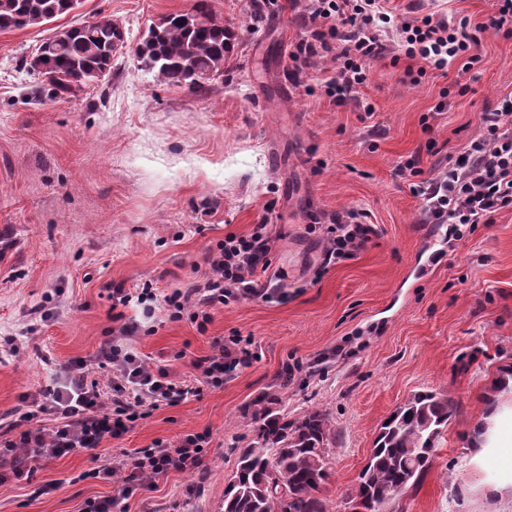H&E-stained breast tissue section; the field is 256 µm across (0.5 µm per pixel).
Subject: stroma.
Returning a JSON list of instances; mask_svg holds the SVG:
<instances>
[{"instance_id":"1","label":"stroma","mask_w":512,"mask_h":512,"mask_svg":"<svg viewBox=\"0 0 512 512\" xmlns=\"http://www.w3.org/2000/svg\"><path fill=\"white\" fill-rule=\"evenodd\" d=\"M191 0H83L80 11L0 33V419L55 365L93 355L111 327L109 292L151 281L184 287L224 235L266 223L267 279L277 297H247L213 314L207 332L166 312L144 317L133 347L151 365L189 372L216 337L249 336L253 362L222 387L161 407L121 438L57 458L30 480L0 485V512H80L114 486L79 473L155 441L210 431L207 478L177 471L147 481L115 512H222L237 450L253 436L246 407L273 392L289 418L326 413L336 440L322 490L350 512L382 423L413 394L455 402L437 454L415 488L384 512H495L471 487L468 434L484 397L512 369V208L448 237L423 223L410 179L442 171L479 131V114L512 96V38L488 30L480 66L413 82L406 61L371 63L375 110L334 104L333 57L299 68L306 0H211L237 34L204 94L163 83L134 54L149 26ZM423 12L487 22L489 0H421ZM109 17L126 46L78 97L54 96L27 63L58 28ZM470 85L454 94L456 83ZM449 107L436 111L443 88ZM357 210L377 235L352 259L325 264L332 215Z\"/></svg>"}]
</instances>
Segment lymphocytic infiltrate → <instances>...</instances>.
I'll return each mask as SVG.
<instances>
[{
	"label": "lymphocytic infiltrate",
	"mask_w": 512,
	"mask_h": 512,
	"mask_svg": "<svg viewBox=\"0 0 512 512\" xmlns=\"http://www.w3.org/2000/svg\"><path fill=\"white\" fill-rule=\"evenodd\" d=\"M388 0H309L304 25L308 31L292 54L302 66L314 65L334 54L336 73L325 93L336 103L357 99L359 109L374 112L366 98L357 97L368 81L372 61L399 47L404 57L418 61L419 70L405 76L434 73L447 76L451 63L470 71L481 62L473 54L477 39L467 20L422 13L418 0H409L410 16L396 22ZM397 28L396 44L384 38L385 29ZM481 132L471 138L454 163L435 178L409 185L422 202L429 224H488L500 210L512 207V98L485 107L479 116ZM375 233L360 214L333 216L326 260L352 258ZM272 250L265 225L247 235L225 234L203 259L202 277L172 293L157 295L152 283L128 291L113 289L117 311L107 338L89 357L60 365L51 383L36 392L22 393L8 423L0 424V485L30 480L49 460L81 450L95 449L121 438L135 422L151 416L160 406H176L200 396L203 388L223 386L224 378L255 356L251 339L240 336L213 338L210 354L191 360L192 375L174 377L167 368L151 366L134 350L131 337L140 330L126 321L124 307L137 304L151 312L163 302L169 320H188L206 332L218 308L246 296L271 297L258 265ZM53 426H46V419ZM209 431L184 435L176 443L155 442L152 447L123 454L94 473H79V480L94 477L114 481L115 492L87 500L83 512H113L118 499L136 495L149 477L171 471L204 473Z\"/></svg>",
	"instance_id": "obj_1"
}]
</instances>
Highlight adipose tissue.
I'll use <instances>...</instances> for the list:
<instances>
[{
  "label": "adipose tissue",
  "mask_w": 512,
  "mask_h": 512,
  "mask_svg": "<svg viewBox=\"0 0 512 512\" xmlns=\"http://www.w3.org/2000/svg\"><path fill=\"white\" fill-rule=\"evenodd\" d=\"M467 466L475 486L492 505H512V378L487 396L481 421L467 439Z\"/></svg>",
  "instance_id": "1"
}]
</instances>
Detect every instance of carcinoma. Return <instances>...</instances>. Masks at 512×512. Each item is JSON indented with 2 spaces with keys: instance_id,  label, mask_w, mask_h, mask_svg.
<instances>
[{
  "instance_id": "obj_1",
  "label": "carcinoma",
  "mask_w": 512,
  "mask_h": 512,
  "mask_svg": "<svg viewBox=\"0 0 512 512\" xmlns=\"http://www.w3.org/2000/svg\"><path fill=\"white\" fill-rule=\"evenodd\" d=\"M68 0H0V32L49 22L70 12ZM122 27L108 17L90 29L65 28L59 40L39 46L36 72L59 97H76L94 86V73L112 67L113 45ZM234 33L212 10L211 0L162 19L140 42L142 69L161 81L206 91V81L224 68ZM455 405L447 395H413L381 425L369 462L351 491L363 512H381L384 495L416 486L431 467V452L448 427ZM256 424L251 442L239 449L236 470L224 489V512H328L320 488L330 478L323 457L334 435L327 414L315 410L290 420L274 392L252 402Z\"/></svg>"
}]
</instances>
